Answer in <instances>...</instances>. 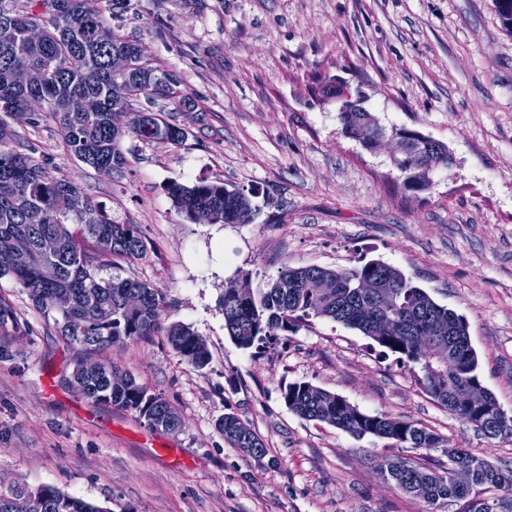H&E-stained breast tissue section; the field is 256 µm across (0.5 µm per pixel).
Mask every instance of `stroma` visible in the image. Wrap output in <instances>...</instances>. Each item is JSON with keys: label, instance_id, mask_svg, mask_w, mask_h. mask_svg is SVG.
<instances>
[{"label": "stroma", "instance_id": "1", "mask_svg": "<svg viewBox=\"0 0 512 512\" xmlns=\"http://www.w3.org/2000/svg\"><path fill=\"white\" fill-rule=\"evenodd\" d=\"M146 64L179 81V98L135 109L183 128L182 143L125 137L123 171L105 176L70 156L51 112L6 114L12 144L47 161L111 217L137 225L143 258L99 268L160 288L166 322L208 346L197 369L165 335L115 346L102 362L159 392L176 432L98 403L72 382L84 350L68 344L13 280L0 299L19 333L0 352V486L52 484L111 512H423L382 478L381 459L423 463L441 449L356 437L286 406L309 382L371 414L434 430L502 470L512 439H491L427 393L419 366L382 354L358 330L317 318L265 349L239 348L221 299L243 274L282 267L400 269L462 316L483 386L512 415V32L494 0H98ZM344 82L384 126L447 144L454 165L432 187L404 190L390 144L346 137L323 79ZM221 182L250 193L248 224H194L171 183ZM235 413L262 439L256 461L217 424Z\"/></svg>", "mask_w": 512, "mask_h": 512}]
</instances>
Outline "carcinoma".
<instances>
[{
  "label": "carcinoma",
  "instance_id": "cac0c4a2",
  "mask_svg": "<svg viewBox=\"0 0 512 512\" xmlns=\"http://www.w3.org/2000/svg\"><path fill=\"white\" fill-rule=\"evenodd\" d=\"M45 1L52 11L43 38L30 41L26 31ZM138 50L137 41L108 24L96 0H0V112L39 101L56 116L67 150L110 177L127 165L121 146L126 136L172 144L185 139L179 126L133 111L137 98L169 97L176 86L171 74L145 65ZM117 51L129 56L125 74L112 71V53ZM18 67L42 69L45 78L36 87H18L11 80ZM345 89L334 79L321 86L325 97L342 101L338 116L344 133L370 151L385 140L394 142L391 163L397 179L406 189L430 190L429 167L449 168L448 146L416 130L385 128L359 101L349 99ZM116 114L127 118L125 124H112ZM10 141L12 133L0 121V236L21 243L18 252L0 251V278L13 280L39 311L53 317L64 340L91 354L163 332L176 353L204 369L209 363L205 340L188 325L164 323L161 289L119 276L106 280L95 271L110 258L132 261L143 256L137 225L107 217L74 184L51 177L32 154L10 148ZM167 192L178 212L195 224H248L256 212L249 195L222 182L173 183ZM48 237L58 243L54 253L41 249ZM130 292L142 297L134 310L125 307ZM221 305L228 335L241 349L270 345L311 318L357 329L382 353L420 366L428 394L448 412L488 438H512V415L501 409L492 392L485 391L479 405L461 397L466 385L481 382L465 320L394 266L371 260L342 270L285 267L256 287L245 275L224 290ZM73 379L88 398L133 411L154 430L173 432L182 426L162 394L148 392L111 365L79 364ZM283 398L301 418L357 437L370 435L400 448L444 449L446 463L434 459L418 464L396 457L379 464L385 480L422 497L425 512H439L451 501L464 502L461 512H512V496L490 495L506 484L512 487V470L505 473L465 448H453L415 423L364 413L308 382L288 385ZM218 427L224 440L245 455L256 460L266 455L261 438L236 414H224ZM456 464L469 466L470 483L454 482ZM0 512L110 510L46 484L34 490H0Z\"/></svg>",
  "mask_w": 512,
  "mask_h": 512
}]
</instances>
